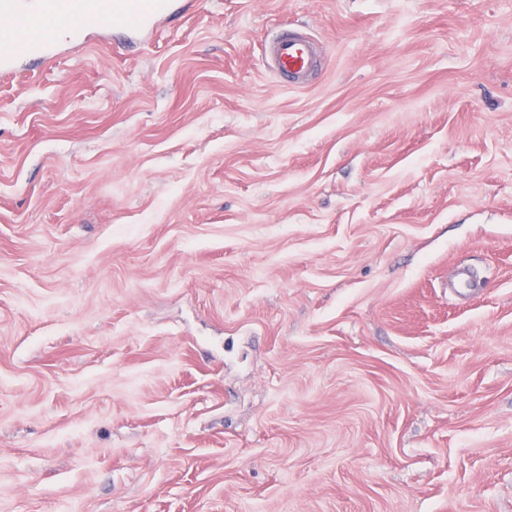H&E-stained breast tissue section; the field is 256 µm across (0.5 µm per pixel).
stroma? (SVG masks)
Wrapping results in <instances>:
<instances>
[{
	"label": "stroma",
	"mask_w": 512,
	"mask_h": 512,
	"mask_svg": "<svg viewBox=\"0 0 512 512\" xmlns=\"http://www.w3.org/2000/svg\"><path fill=\"white\" fill-rule=\"evenodd\" d=\"M0 512H512V0H196L0 76ZM263 56L278 84L305 88L322 65L324 49L303 26H288L265 36Z\"/></svg>",
	"instance_id": "35a3bbf8"
}]
</instances>
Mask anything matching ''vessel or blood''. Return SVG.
<instances>
[{
    "label": "vessel or blood",
    "mask_w": 512,
    "mask_h": 512,
    "mask_svg": "<svg viewBox=\"0 0 512 512\" xmlns=\"http://www.w3.org/2000/svg\"><path fill=\"white\" fill-rule=\"evenodd\" d=\"M0 0V74L19 58L58 55L67 43L81 42L92 29H108L125 43L149 38L165 21L185 17L190 0ZM266 68L276 82L306 87L322 65L321 41L301 26H288L263 40Z\"/></svg>",
    "instance_id": "1"
}]
</instances>
